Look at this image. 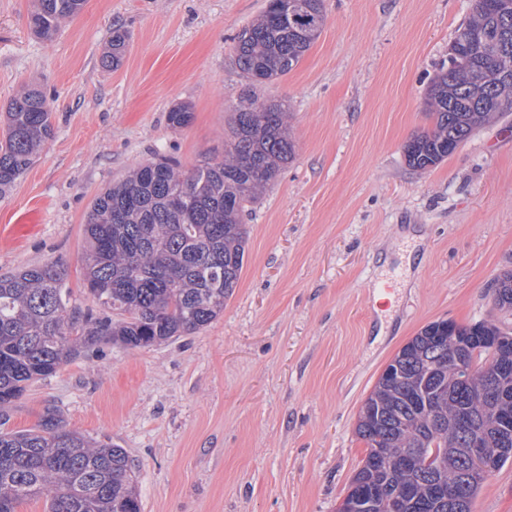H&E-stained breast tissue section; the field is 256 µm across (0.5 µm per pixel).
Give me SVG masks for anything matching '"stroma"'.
<instances>
[{"mask_svg": "<svg viewBox=\"0 0 512 512\" xmlns=\"http://www.w3.org/2000/svg\"><path fill=\"white\" fill-rule=\"evenodd\" d=\"M266 0H86L50 41L31 0H0V109L42 89L54 132L0 197V226L36 211L0 275L60 259L81 312L83 225L94 197L159 156L192 171L222 156L242 76L234 39ZM320 36L263 86L288 104L295 155L244 215V267L224 311L148 348L71 359L32 384L6 429L46 409L68 429L124 448L142 512H337L366 446L360 409L426 325L494 322L512 331L491 284L512 271V112L425 170L405 144L428 131L431 81L472 0H324ZM130 35L102 66L113 26ZM190 105L181 129L166 115ZM376 280L394 283L388 298ZM472 512H512V461Z\"/></svg>", "mask_w": 512, "mask_h": 512, "instance_id": "obj_1", "label": "stroma"}]
</instances>
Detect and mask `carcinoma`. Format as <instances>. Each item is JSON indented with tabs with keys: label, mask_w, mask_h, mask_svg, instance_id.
Returning a JSON list of instances; mask_svg holds the SVG:
<instances>
[{
	"label": "carcinoma",
	"mask_w": 512,
	"mask_h": 512,
	"mask_svg": "<svg viewBox=\"0 0 512 512\" xmlns=\"http://www.w3.org/2000/svg\"><path fill=\"white\" fill-rule=\"evenodd\" d=\"M85 0H35L28 24L34 35L54 38ZM324 0H269L266 10L235 37L244 83L231 106L224 155L185 173L171 160L154 159L113 182L94 198L84 224L88 249L84 276L101 314H81L71 303L67 265L55 259L0 277V411L34 382L52 376L69 359L105 345L149 347L194 333L224 311L245 259L247 204L266 190L293 158L288 111L260 96L268 81L287 75L319 37ZM468 63L443 69L426 100L433 129L412 137L408 164L426 169L441 162L479 128L512 110V0H474L454 39ZM128 47L112 31L103 66H121ZM192 111L173 106L168 124H190ZM0 141V194L11 189L52 137V112L43 91L30 86L8 102ZM496 304L512 310V272L496 278ZM453 339L442 322L425 326L389 366L397 379L380 377L359 414L357 434L366 446L377 438L395 462L381 467L365 455L347 497L375 500L390 512L380 490H398L406 512H472L484 480L512 460V433L498 415L512 413V394L493 396L474 374L463 389L434 384V399L417 401L425 361L448 379ZM471 358L512 365V334L485 322L470 345ZM467 407L484 436V454L463 453L457 423ZM416 451L435 467L413 470L402 459ZM31 500L47 512H141L134 465L127 452L65 428L46 410L23 430L0 431V512H18Z\"/></svg>",
	"instance_id": "obj_1"
}]
</instances>
